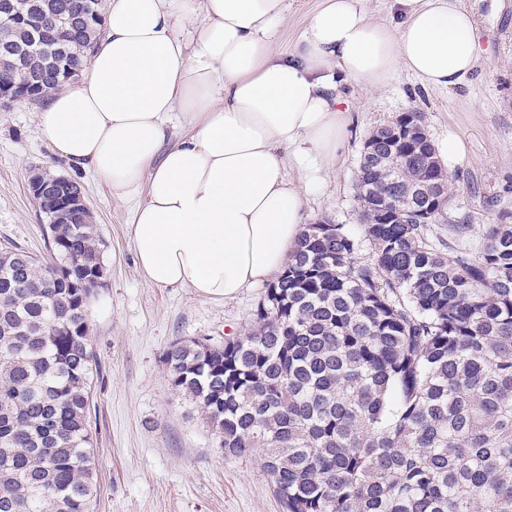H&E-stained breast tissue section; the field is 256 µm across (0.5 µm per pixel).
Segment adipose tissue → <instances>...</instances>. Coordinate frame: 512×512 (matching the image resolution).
<instances>
[{
    "label": "adipose tissue",
    "instance_id": "adipose-tissue-1",
    "mask_svg": "<svg viewBox=\"0 0 512 512\" xmlns=\"http://www.w3.org/2000/svg\"><path fill=\"white\" fill-rule=\"evenodd\" d=\"M391 9L392 25L369 19L363 0H323L281 53L286 0H105L106 34L81 78L44 101L39 133L134 201L147 283L234 299L288 263L306 189L286 164L334 169L351 121L341 83L375 88L404 70L452 89L476 68L457 0Z\"/></svg>",
    "mask_w": 512,
    "mask_h": 512
}]
</instances>
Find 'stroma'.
<instances>
[{
	"mask_svg": "<svg viewBox=\"0 0 512 512\" xmlns=\"http://www.w3.org/2000/svg\"><path fill=\"white\" fill-rule=\"evenodd\" d=\"M461 2L474 17L480 50L462 86L426 89L405 71L379 90L340 85L352 121L334 171L307 193V223L357 226L354 183L363 142L411 109L424 113L432 140L447 136L460 145L447 165L453 196L437 235L474 254L485 226L512 215V0ZM36 112L25 101L0 110V246L13 244L51 262L28 181L39 172L83 186L107 273L88 307L97 355L90 416L99 485L94 512H283L260 453L225 456L194 404L171 388L164 365L175 341L220 345L242 333L265 285L224 301L148 284L129 236L133 201L112 196L92 172L71 168L42 139Z\"/></svg>",
	"mask_w": 512,
	"mask_h": 512,
	"instance_id": "obj_1",
	"label": "stroma"
}]
</instances>
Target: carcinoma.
<instances>
[{
	"instance_id": "carcinoma-1",
	"label": "carcinoma",
	"mask_w": 512,
	"mask_h": 512,
	"mask_svg": "<svg viewBox=\"0 0 512 512\" xmlns=\"http://www.w3.org/2000/svg\"><path fill=\"white\" fill-rule=\"evenodd\" d=\"M0 81L23 62L39 97L79 76L103 0H5ZM360 154V231L306 224L249 327L165 354L224 454L262 451L285 512H512V224L478 255L430 239L408 189L450 179L420 112ZM92 212L53 226L47 264L0 250V512H90L97 499L88 320L105 269ZM369 259L359 260L363 247Z\"/></svg>"
}]
</instances>
